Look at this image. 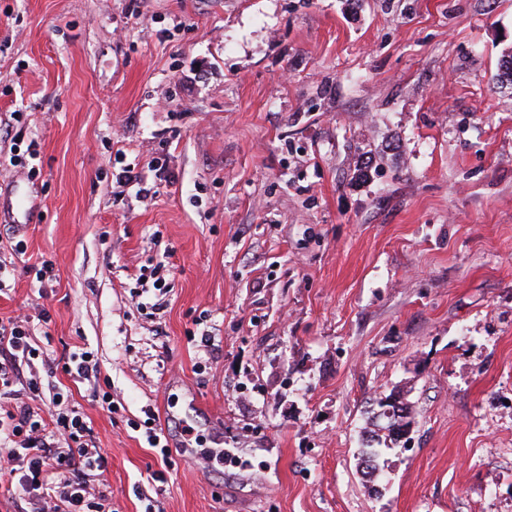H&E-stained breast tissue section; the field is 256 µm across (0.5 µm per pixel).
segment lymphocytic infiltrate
Returning <instances> with one entry per match:
<instances>
[{"mask_svg": "<svg viewBox=\"0 0 512 512\" xmlns=\"http://www.w3.org/2000/svg\"><path fill=\"white\" fill-rule=\"evenodd\" d=\"M33 354L24 321L0 320V400L12 403L0 420V465L18 478L19 512H92L83 474L101 469L104 457L88 448L91 428L63 396L53 399L46 416L19 401L18 385L37 389L23 376Z\"/></svg>", "mask_w": 512, "mask_h": 512, "instance_id": "f902f5d3", "label": "lymphocytic infiltrate"}]
</instances>
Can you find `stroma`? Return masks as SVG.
<instances>
[{"mask_svg":"<svg viewBox=\"0 0 512 512\" xmlns=\"http://www.w3.org/2000/svg\"><path fill=\"white\" fill-rule=\"evenodd\" d=\"M510 51L512 0H0V319L109 512H512ZM73 367L70 366V375L78 379H86L90 373H98L99 363L89 351L73 353L70 357ZM384 396H395L405 414L396 418L395 416L390 417L386 412L378 413V411L382 409V406L377 404V402H379L383 396L379 395L373 399V406H375V408L372 409V415L368 417L367 426L364 427L363 441L365 444H363V447L365 449H363L361 454V462L364 460L369 463V468L371 469L370 474L372 475L375 473V461L378 456V450L375 448V444L380 445L382 440L385 443L387 440L391 443H396L398 440L395 430L400 427V423L403 422V425L408 426L409 429L414 423L412 403L408 400L403 390L394 391Z\"/></svg>","mask_w":512,"mask_h":512,"instance_id":"obj_1","label":"stroma"}]
</instances>
